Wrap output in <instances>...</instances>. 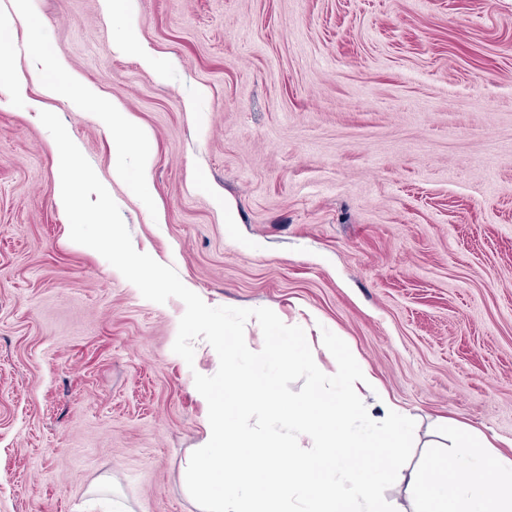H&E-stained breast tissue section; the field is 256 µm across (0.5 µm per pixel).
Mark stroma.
I'll list each match as a JSON object with an SVG mask.
<instances>
[{"label": "stroma", "instance_id": "1", "mask_svg": "<svg viewBox=\"0 0 512 512\" xmlns=\"http://www.w3.org/2000/svg\"><path fill=\"white\" fill-rule=\"evenodd\" d=\"M52 47L152 138L149 192L54 101L134 248L206 304L330 330L414 420L406 471L469 432L512 446V0H137L164 78L100 0H33ZM194 111H187V102ZM37 112L0 91V512H201L186 487L219 360L185 312L70 238ZM227 210H217L216 199ZM102 12L107 20H112L113 45L120 51L135 55L142 68L159 76L154 54L138 39L133 14L135 0H100Z\"/></svg>", "mask_w": 512, "mask_h": 512}]
</instances>
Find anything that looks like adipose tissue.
Masks as SVG:
<instances>
[{"label":"adipose tissue","instance_id":"obj_1","mask_svg":"<svg viewBox=\"0 0 512 512\" xmlns=\"http://www.w3.org/2000/svg\"><path fill=\"white\" fill-rule=\"evenodd\" d=\"M112 22L113 44L135 55L142 68L157 73L154 54L138 39L133 14L135 0H100ZM406 488L421 512H512V456L492 445L463 443L451 469L436 461L405 476Z\"/></svg>","mask_w":512,"mask_h":512}]
</instances>
